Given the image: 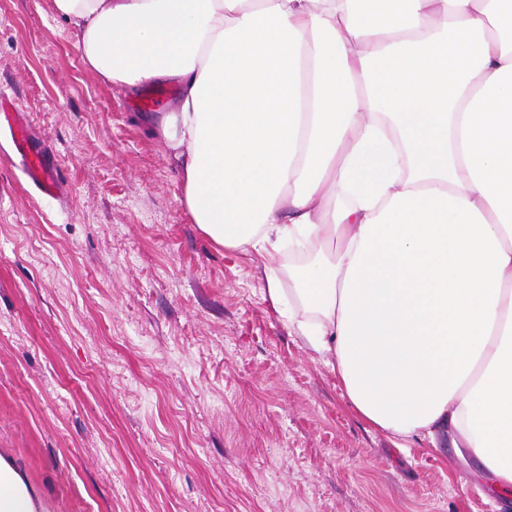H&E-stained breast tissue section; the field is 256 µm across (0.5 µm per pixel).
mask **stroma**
Returning a JSON list of instances; mask_svg holds the SVG:
<instances>
[{
	"label": "stroma",
	"mask_w": 512,
	"mask_h": 512,
	"mask_svg": "<svg viewBox=\"0 0 512 512\" xmlns=\"http://www.w3.org/2000/svg\"><path fill=\"white\" fill-rule=\"evenodd\" d=\"M1 92L67 192L0 160V451L51 512H512L450 438L400 449L358 417L53 0H0Z\"/></svg>",
	"instance_id": "obj_1"
}]
</instances>
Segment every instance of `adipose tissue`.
<instances>
[{"mask_svg": "<svg viewBox=\"0 0 512 512\" xmlns=\"http://www.w3.org/2000/svg\"><path fill=\"white\" fill-rule=\"evenodd\" d=\"M216 246L399 447L512 489V0H54ZM496 34H489V25ZM294 282L284 290L283 278ZM0 512H49L0 452Z\"/></svg>", "mask_w": 512, "mask_h": 512, "instance_id": "1", "label": "adipose tissue"}]
</instances>
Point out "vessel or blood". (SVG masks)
I'll return each mask as SVG.
<instances>
[{
    "mask_svg": "<svg viewBox=\"0 0 512 512\" xmlns=\"http://www.w3.org/2000/svg\"><path fill=\"white\" fill-rule=\"evenodd\" d=\"M0 121L10 134L11 156L18 160L29 183L44 197H64L61 170L46 147L27 126L18 103L0 102Z\"/></svg>",
    "mask_w": 512,
    "mask_h": 512,
    "instance_id": "vessel-or-blood-1",
    "label": "vessel or blood"
}]
</instances>
